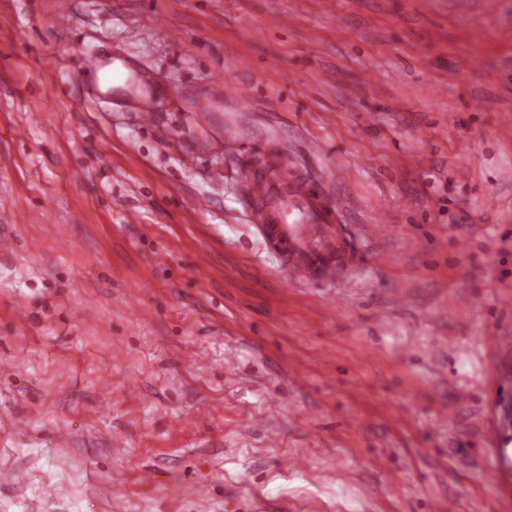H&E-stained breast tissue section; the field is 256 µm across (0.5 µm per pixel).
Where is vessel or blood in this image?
Here are the masks:
<instances>
[{"instance_id":"b4317fda","label":"vessel or blood","mask_w":512,"mask_h":512,"mask_svg":"<svg viewBox=\"0 0 512 512\" xmlns=\"http://www.w3.org/2000/svg\"><path fill=\"white\" fill-rule=\"evenodd\" d=\"M126 89L134 97L140 124L151 126L157 101L149 84L133 74ZM189 112L195 127L209 126L213 116L210 98L197 97ZM236 177L258 207L255 222L282 258L291 283L335 284L346 277L355 256L336 222L338 205L305 183L294 168L282 161H241Z\"/></svg>"}]
</instances>
